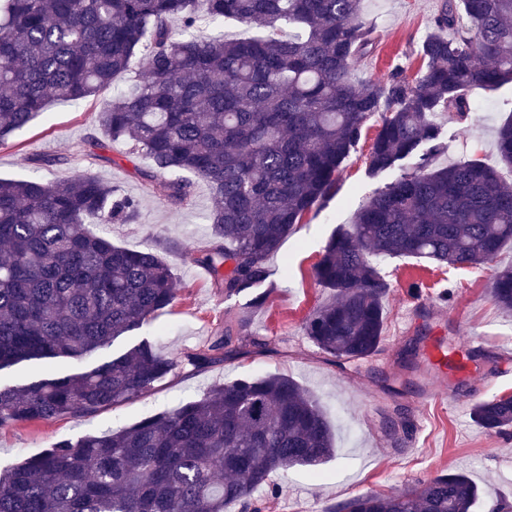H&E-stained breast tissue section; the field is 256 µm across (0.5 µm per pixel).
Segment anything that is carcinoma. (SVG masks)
<instances>
[{"label":"carcinoma","instance_id":"obj_1","mask_svg":"<svg viewBox=\"0 0 512 512\" xmlns=\"http://www.w3.org/2000/svg\"><path fill=\"white\" fill-rule=\"evenodd\" d=\"M205 16L257 31L212 38ZM362 0H0V141L50 100L96 97L138 61L143 76L100 110L105 137L130 141L153 168L143 188L191 200L187 171L214 195L205 264L225 297L261 286L267 260L336 189L342 164L377 112L372 174L419 157L379 190L315 266L334 300L305 322L322 352L375 354L388 284L379 257L476 267L512 242V183L477 159L428 168L442 146L438 116L471 111L469 95L512 82V0H442L410 82L351 77L372 45ZM512 169V118L497 129ZM139 200L90 173L54 181L0 178V370L31 360H82L172 305L174 273L91 224L136 221ZM491 294L512 311V268ZM239 354L231 332L186 356L197 369ZM181 366L149 341L89 370L0 387V426L88 416L137 398ZM490 433L512 426V397L472 408ZM318 401L284 374L247 376L112 432L61 441L0 473V512H225L277 471L335 454ZM476 484L441 474L400 494H364L327 512H473Z\"/></svg>","mask_w":512,"mask_h":512}]
</instances>
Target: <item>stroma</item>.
Segmentation results:
<instances>
[{
    "instance_id": "obj_1",
    "label": "stroma",
    "mask_w": 512,
    "mask_h": 512,
    "mask_svg": "<svg viewBox=\"0 0 512 512\" xmlns=\"http://www.w3.org/2000/svg\"><path fill=\"white\" fill-rule=\"evenodd\" d=\"M365 16L374 28L370 52L353 72L356 80L383 81L395 70L415 79L425 61L420 46L431 32L439 0H363ZM111 90L78 101L49 102L27 127L0 143V176L46 181L91 169L119 192L140 201L132 224H107L103 231L113 243L132 250L157 253L174 271L177 300L140 329L117 338L97 357L76 362L62 359L53 366L24 362L0 370V386L30 382L52 368L59 376L83 371L98 360L118 356L141 340L153 342L165 355L181 359L207 347L232 327L241 353L236 358L199 370L180 369L141 397L85 417L16 423L0 427V471L7 470L52 444L136 422L203 395L211 386L250 375L285 374L307 389L319 402L336 432V457L324 464V480L315 481L307 469L276 473L279 488L271 494L260 488L246 504H231L227 512H325L329 506L366 493L389 495L448 472L466 473L480 488L476 512H512V430L490 434L471 416L473 393L483 398L512 394V363L500 352L512 350V312H503L491 295L497 273L512 267V246L504 247L491 263L478 268H453L395 257L381 261L378 270L388 284L384 298L387 327L384 341L371 357L337 364L306 336L307 318L331 297L314 276L329 237L354 222L358 209L376 191L415 168L406 160L372 177L368 159L380 116L367 123L363 136L343 165L336 191L307 214L267 262L271 271L262 288V305L251 293L225 298L197 263L208 244L206 221L213 205L204 181H196L189 204L166 202L160 194H145L138 176L148 160L131 153L129 146L107 149L106 161L89 164L81 148L89 136L100 135L98 113ZM484 114L482 120L443 115L444 150L433 163L446 166L477 159L500 170L504 164L496 147V130L512 114V83L471 95ZM56 157L57 165L34 168L37 156ZM476 348L477 358L464 371L447 375V401L435 405L422 395L430 373L404 374L401 360L418 334Z\"/></svg>"
}]
</instances>
